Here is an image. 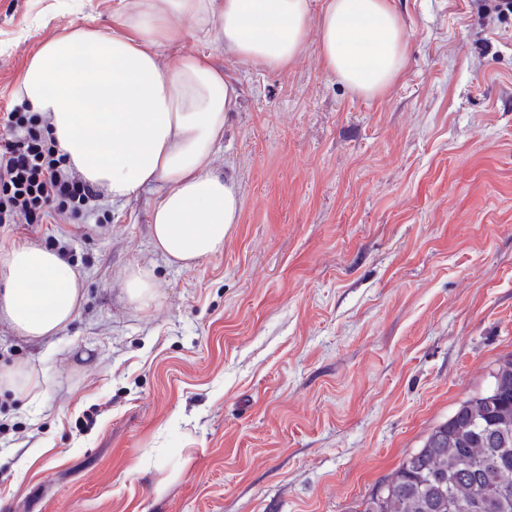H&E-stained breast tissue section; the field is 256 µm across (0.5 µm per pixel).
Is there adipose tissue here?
<instances>
[{"mask_svg": "<svg viewBox=\"0 0 512 512\" xmlns=\"http://www.w3.org/2000/svg\"><path fill=\"white\" fill-rule=\"evenodd\" d=\"M310 0H117L108 28H77L40 43L19 94L45 117L66 164L115 202L149 185L162 190L151 241L167 262L195 266L224 249L241 210L239 187L214 154L239 93L210 54H180L184 34L223 44L225 55L272 69L307 47ZM318 56L325 71L366 97L407 65L408 38L391 0H324ZM175 55L162 70L158 60ZM125 297L145 312L159 301L151 269L119 273ZM84 276L28 243L0 249V321L43 339L79 311Z\"/></svg>", "mask_w": 512, "mask_h": 512, "instance_id": "ef3b65f1", "label": "adipose tissue"}]
</instances>
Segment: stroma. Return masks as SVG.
I'll use <instances>...</instances> for the list:
<instances>
[{
	"instance_id": "1",
	"label": "stroma",
	"mask_w": 512,
	"mask_h": 512,
	"mask_svg": "<svg viewBox=\"0 0 512 512\" xmlns=\"http://www.w3.org/2000/svg\"><path fill=\"white\" fill-rule=\"evenodd\" d=\"M115 0H0V113L35 47L108 27ZM405 70L379 96L329 75L309 36L284 69L206 47L240 91L214 166L241 212L192 268L155 253L150 186L0 228L70 243L76 318L0 323V512H358L512 355V17L394 0ZM152 269L135 311L117 277ZM44 382L43 375L27 365L0 366V389L4 387L17 395L35 399L41 394Z\"/></svg>"
}]
</instances>
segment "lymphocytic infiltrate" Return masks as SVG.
I'll return each instance as SVG.
<instances>
[{"label": "lymphocytic infiltrate", "mask_w": 512, "mask_h": 512, "mask_svg": "<svg viewBox=\"0 0 512 512\" xmlns=\"http://www.w3.org/2000/svg\"><path fill=\"white\" fill-rule=\"evenodd\" d=\"M0 137V227L35 226L52 213L86 210L94 190L73 175L37 114L11 112Z\"/></svg>", "instance_id": "f902f5d3"}]
</instances>
